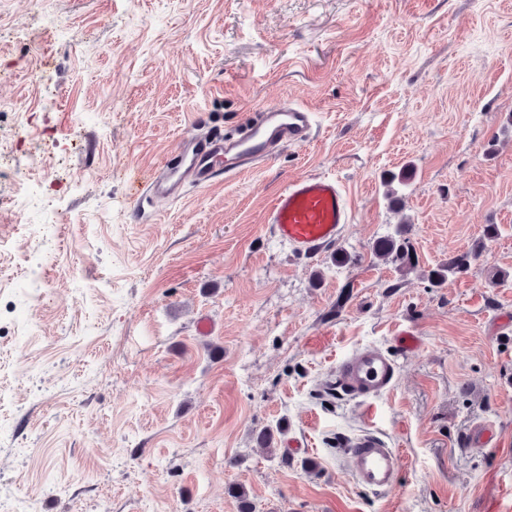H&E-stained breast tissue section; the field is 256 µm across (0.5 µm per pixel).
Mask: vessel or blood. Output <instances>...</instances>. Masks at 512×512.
Listing matches in <instances>:
<instances>
[{
    "label": "vessel or blood",
    "instance_id": "obj_1",
    "mask_svg": "<svg viewBox=\"0 0 512 512\" xmlns=\"http://www.w3.org/2000/svg\"><path fill=\"white\" fill-rule=\"evenodd\" d=\"M313 136V114L306 105L279 101L264 106L238 134L210 130L184 142L157 167L144 175L146 190L156 198L181 195L185 185H212L219 177L234 174L274 159L282 148L304 144ZM353 218L344 184L333 176L307 174L295 177L273 197L264 221L274 237L301 254H312L336 242ZM397 363L387 351L374 346L345 355L336 365V387L346 397L371 400L389 390ZM493 421L475 423L467 443L476 448L496 444ZM352 472L365 489L381 492L397 480L401 460L373 433L346 444Z\"/></svg>",
    "mask_w": 512,
    "mask_h": 512
}]
</instances>
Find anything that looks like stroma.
Listing matches in <instances>:
<instances>
[{
    "mask_svg": "<svg viewBox=\"0 0 512 512\" xmlns=\"http://www.w3.org/2000/svg\"><path fill=\"white\" fill-rule=\"evenodd\" d=\"M287 99L310 143L136 206L131 170L202 135L193 113L231 135ZM0 152V498L238 512L233 485L255 512H512V0H0ZM306 174L353 205L314 255L263 222ZM25 191L70 218L37 269L45 216L7 207ZM388 237L410 259L376 257ZM365 346L394 353L393 388L328 391ZM481 419L499 442L467 447ZM364 431L401 457L386 491L349 471Z\"/></svg>",
    "mask_w": 512,
    "mask_h": 512,
    "instance_id": "1",
    "label": "stroma"
}]
</instances>
